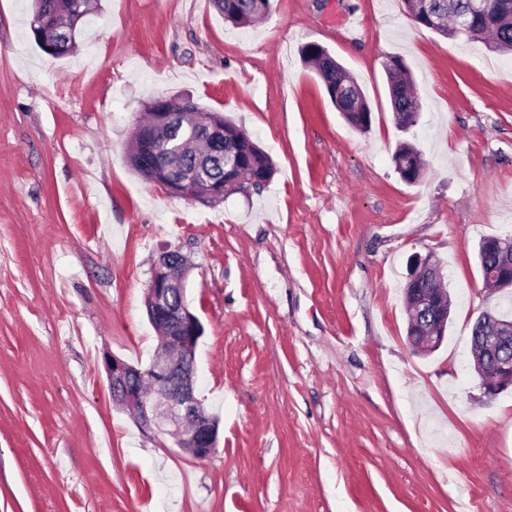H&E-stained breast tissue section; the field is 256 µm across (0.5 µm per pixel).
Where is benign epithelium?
<instances>
[{
  "label": "benign epithelium",
  "instance_id": "obj_1",
  "mask_svg": "<svg viewBox=\"0 0 512 512\" xmlns=\"http://www.w3.org/2000/svg\"><path fill=\"white\" fill-rule=\"evenodd\" d=\"M495 0H473L470 11L454 12L455 25L449 30L454 37H477L482 21L496 14ZM165 98H157L148 129L149 140L161 142L169 124V113L161 111ZM139 163L151 181L167 193L187 199L221 201L224 184L206 180L194 171L177 181L158 179L154 174L170 168L166 154ZM493 256V265L482 272L484 289L496 292L512 289V237H494L484 242ZM411 273L407 288L409 322L407 342L412 352L426 356L436 351L445 339L451 313L449 294L433 287L444 277L443 268L433 256L415 255L410 260ZM192 264L176 250L162 252L154 264L147 286L145 307L149 321L163 333L164 352L146 369H139L112 355L104 358L112 401L134 412L136 423L173 437L177 447L196 459H206L218 445V424L198 397L195 384V355L203 325L193 314L185 298L186 283ZM470 353L484 394L494 398L512 388V322L484 311L474 321Z\"/></svg>",
  "mask_w": 512,
  "mask_h": 512
}]
</instances>
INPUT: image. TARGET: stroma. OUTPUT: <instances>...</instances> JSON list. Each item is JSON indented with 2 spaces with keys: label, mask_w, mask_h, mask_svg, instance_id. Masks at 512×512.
Returning a JSON list of instances; mask_svg holds the SVG:
<instances>
[{
  "label": "stroma",
  "mask_w": 512,
  "mask_h": 512,
  "mask_svg": "<svg viewBox=\"0 0 512 512\" xmlns=\"http://www.w3.org/2000/svg\"><path fill=\"white\" fill-rule=\"evenodd\" d=\"M71 56L0 0V512H512V392L469 366L482 237L512 236V55L416 26L401 0H271L225 23L210 0H101ZM325 47L362 86L367 132L301 61ZM421 106L392 123L383 63ZM192 97L268 152L261 193H164L125 156L146 102ZM427 167L404 183L399 139ZM190 257L196 386L220 422L199 460L118 409L111 353L159 347L145 292ZM445 265L448 341L406 343L412 254Z\"/></svg>",
  "instance_id": "stroma-1"
}]
</instances>
